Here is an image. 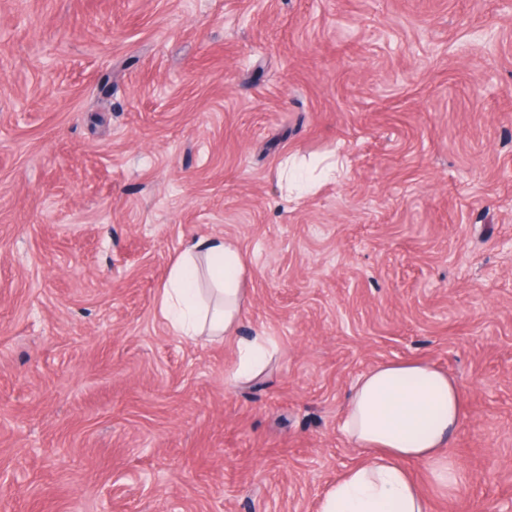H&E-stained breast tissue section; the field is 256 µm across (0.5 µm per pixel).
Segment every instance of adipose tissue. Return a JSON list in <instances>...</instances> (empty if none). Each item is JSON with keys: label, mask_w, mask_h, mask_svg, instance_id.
I'll list each match as a JSON object with an SVG mask.
<instances>
[{"label": "adipose tissue", "mask_w": 512, "mask_h": 512, "mask_svg": "<svg viewBox=\"0 0 512 512\" xmlns=\"http://www.w3.org/2000/svg\"><path fill=\"white\" fill-rule=\"evenodd\" d=\"M245 273V258L233 239L195 237L173 258L158 300L177 336H236L237 380L261 372L273 344L260 333L236 335ZM462 415L459 384L429 363L385 362L365 372L347 400L343 430L367 457L337 479L319 512H429L409 465L425 464L434 487L455 492L464 476L445 450Z\"/></svg>", "instance_id": "ef3b65f1"}]
</instances>
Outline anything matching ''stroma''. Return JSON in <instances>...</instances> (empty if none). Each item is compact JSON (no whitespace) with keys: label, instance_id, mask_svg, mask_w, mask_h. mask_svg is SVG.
<instances>
[{"label":"stroma","instance_id":"1","mask_svg":"<svg viewBox=\"0 0 512 512\" xmlns=\"http://www.w3.org/2000/svg\"><path fill=\"white\" fill-rule=\"evenodd\" d=\"M211 233L246 382L158 311ZM408 360L463 392L431 512H512V0H0V512H319ZM272 345L273 339L261 333L238 337L237 366L231 375L232 378L243 380L261 372L269 363V351Z\"/></svg>","mask_w":512,"mask_h":512}]
</instances>
